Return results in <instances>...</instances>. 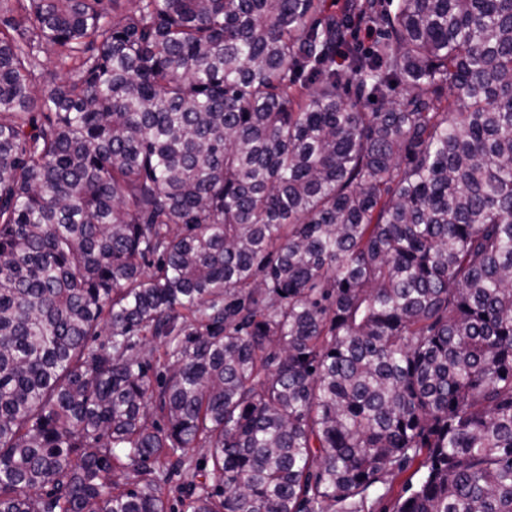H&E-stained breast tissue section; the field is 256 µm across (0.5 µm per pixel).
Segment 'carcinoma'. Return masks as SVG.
I'll return each instance as SVG.
<instances>
[{"instance_id":"carcinoma-1","label":"carcinoma","mask_w":512,"mask_h":512,"mask_svg":"<svg viewBox=\"0 0 512 512\" xmlns=\"http://www.w3.org/2000/svg\"><path fill=\"white\" fill-rule=\"evenodd\" d=\"M198 448L187 512H512V0H0V512Z\"/></svg>"}]
</instances>
